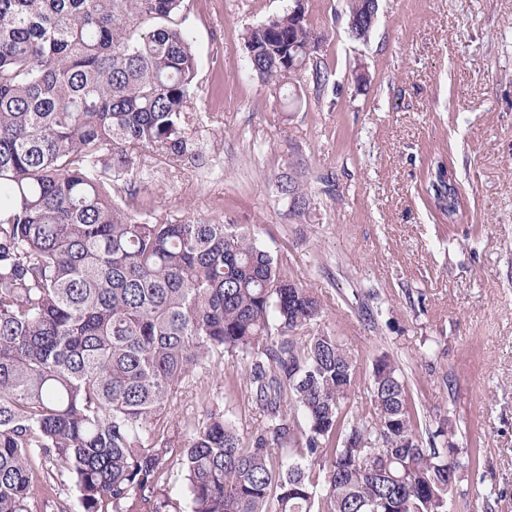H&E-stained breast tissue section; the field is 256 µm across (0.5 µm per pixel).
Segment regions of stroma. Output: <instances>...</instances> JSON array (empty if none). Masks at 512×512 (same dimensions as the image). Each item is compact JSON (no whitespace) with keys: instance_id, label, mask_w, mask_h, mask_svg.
<instances>
[{"instance_id":"stroma-1","label":"stroma","mask_w":512,"mask_h":512,"mask_svg":"<svg viewBox=\"0 0 512 512\" xmlns=\"http://www.w3.org/2000/svg\"><path fill=\"white\" fill-rule=\"evenodd\" d=\"M378 4L359 40L347 0H305L329 84L287 101L252 72L244 35L292 0H184L202 160L155 157L145 197L180 220L248 225L349 350L347 409H367L388 355L420 425L448 416L452 443L476 452L448 512H512V0ZM296 160L301 217L278 187ZM436 161L456 176L452 217L430 194Z\"/></svg>"}]
</instances>
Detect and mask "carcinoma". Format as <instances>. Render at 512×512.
I'll return each instance as SVG.
<instances>
[{"label":"carcinoma","instance_id":"cac0c4a2","mask_svg":"<svg viewBox=\"0 0 512 512\" xmlns=\"http://www.w3.org/2000/svg\"><path fill=\"white\" fill-rule=\"evenodd\" d=\"M183 0H0V512H31L69 478L76 512H447L476 463L452 423L417 432L405 381L356 371L312 331L321 302L244 224L184 222L144 201L151 159L195 164L197 56ZM291 9L249 29L252 71L279 91L316 42ZM436 207L458 203L448 169ZM294 213L303 175L288 169ZM241 362L258 413L248 445L224 411L170 436L161 415L195 374Z\"/></svg>","mask_w":512,"mask_h":512}]
</instances>
